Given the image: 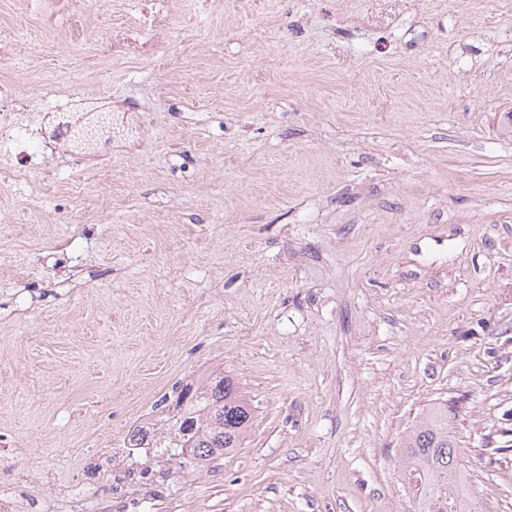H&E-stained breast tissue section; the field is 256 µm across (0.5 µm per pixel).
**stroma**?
I'll return each mask as SVG.
<instances>
[{
	"instance_id": "35a3bbf8",
	"label": "stroma",
	"mask_w": 512,
	"mask_h": 512,
	"mask_svg": "<svg viewBox=\"0 0 512 512\" xmlns=\"http://www.w3.org/2000/svg\"><path fill=\"white\" fill-rule=\"evenodd\" d=\"M38 131L0 191V485L44 512H413L451 425L512 512V0H0ZM144 115L94 154L54 114ZM224 367L212 464L126 442ZM404 484L415 512H475L448 424V403L425 410L399 443Z\"/></svg>"
}]
</instances>
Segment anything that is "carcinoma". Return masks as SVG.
I'll return each mask as SVG.
<instances>
[{
    "label": "carcinoma",
    "instance_id": "1",
    "mask_svg": "<svg viewBox=\"0 0 512 512\" xmlns=\"http://www.w3.org/2000/svg\"><path fill=\"white\" fill-rule=\"evenodd\" d=\"M163 429H136L129 447L163 444L171 456L215 461L241 447L254 418L252 405L234 378L219 369L202 382L176 390ZM404 483L412 488L415 512H475L474 500L448 424V404L425 410L399 443Z\"/></svg>",
    "mask_w": 512,
    "mask_h": 512
}]
</instances>
